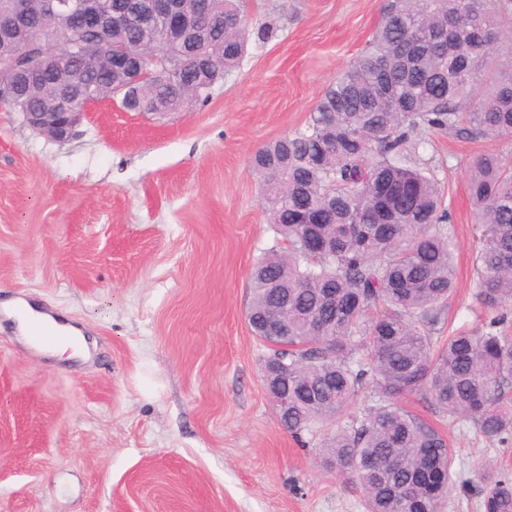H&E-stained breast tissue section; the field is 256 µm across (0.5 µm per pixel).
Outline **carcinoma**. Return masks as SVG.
Masks as SVG:
<instances>
[{
    "label": "carcinoma",
    "mask_w": 512,
    "mask_h": 512,
    "mask_svg": "<svg viewBox=\"0 0 512 512\" xmlns=\"http://www.w3.org/2000/svg\"><path fill=\"white\" fill-rule=\"evenodd\" d=\"M193 45L213 70L184 68L189 45L167 23H140L125 0H99L112 19L80 40L63 16L32 15L0 55L29 60L45 43L59 53L43 80L0 71L17 88L19 112L46 109L45 84L61 78L102 101L132 82L111 57L159 68L142 112H179L206 100L237 68L250 41L243 0H194ZM492 0H389L372 38L325 89L304 129L255 154L271 224L288 249L265 256L250 276L247 320L269 350L262 381L288 394L293 434L346 414L363 388L374 404L326 435L323 465L360 490L367 512H441L456 488L453 453L433 426L405 411L404 395L430 400L491 441L512 439V336L500 311L512 307V158L487 153L468 171L477 218L476 298L494 314L478 330L436 349L431 326L453 293L448 209L438 184L404 163L427 127L465 139L512 137V50ZM161 61L157 66L153 59ZM288 186V194L281 186ZM482 512H512V478L479 469Z\"/></svg>",
    "instance_id": "obj_1"
}]
</instances>
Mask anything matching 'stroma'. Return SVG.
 I'll list each match as a JSON object with an SVG mask.
<instances>
[{
    "mask_svg": "<svg viewBox=\"0 0 512 512\" xmlns=\"http://www.w3.org/2000/svg\"><path fill=\"white\" fill-rule=\"evenodd\" d=\"M387 0H245L249 43L207 101L168 115L102 101L68 140L0 111V302L77 327L82 357L39 353L0 313V512H364L355 486L316 463L329 425L293 437L261 378L246 319L253 265L283 243L255 151L306 126L363 50ZM410 166L451 214L457 289L440 336L488 315L474 297L470 162L512 138L424 130ZM401 406L456 451L443 512H479L482 462L512 477V442Z\"/></svg>",
    "mask_w": 512,
    "mask_h": 512,
    "instance_id": "obj_1",
    "label": "stroma"
}]
</instances>
